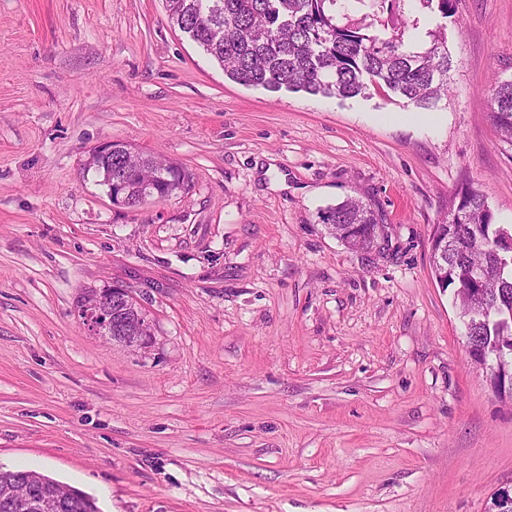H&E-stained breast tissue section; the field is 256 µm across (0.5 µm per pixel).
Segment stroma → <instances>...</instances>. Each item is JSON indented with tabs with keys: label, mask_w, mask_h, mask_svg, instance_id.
I'll return each instance as SVG.
<instances>
[{
	"label": "stroma",
	"mask_w": 512,
	"mask_h": 512,
	"mask_svg": "<svg viewBox=\"0 0 512 512\" xmlns=\"http://www.w3.org/2000/svg\"><path fill=\"white\" fill-rule=\"evenodd\" d=\"M448 95L342 100L227 77L165 0H0V468L100 512H496L512 398L471 360L430 238L463 177L512 226V0H461ZM120 141L190 175L135 209L83 173ZM385 216L374 260L319 211ZM131 288L138 349L89 334ZM490 102V117L499 139L512 146V79L495 83ZM141 304L129 288L112 287L94 301L84 303L77 313L80 323L91 333L123 344L146 348L153 340L147 318L141 314ZM119 312L124 317L118 331L112 332V319ZM83 317H79L80 315ZM126 315H128L126 317ZM121 336H112L113 333Z\"/></svg>",
	"instance_id": "1"
}]
</instances>
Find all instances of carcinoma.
<instances>
[{
	"label": "carcinoma",
	"instance_id": "carcinoma-1",
	"mask_svg": "<svg viewBox=\"0 0 512 512\" xmlns=\"http://www.w3.org/2000/svg\"><path fill=\"white\" fill-rule=\"evenodd\" d=\"M460 0H165L170 22L190 35L224 70L245 86L270 91L285 88L310 95L352 99L369 87L388 89L419 109L448 96L452 60L445 28L426 32L428 40L410 42L419 28L412 8H436L454 17ZM490 117L500 141L512 146V79L499 80L491 93ZM165 173L148 182L152 170ZM108 192L124 181L127 205L165 199L188 187L179 165L112 144V160L87 159ZM324 224L384 222L382 214L348 197L320 214ZM448 240L446 286L455 290L466 341L485 360L512 371V352L500 344L512 338V260H500L499 240L512 230L493 222L485 195L466 179L455 189L448 215L436 227ZM69 512H99L95 500L74 490Z\"/></svg>",
	"mask_w": 512,
	"mask_h": 512
}]
</instances>
